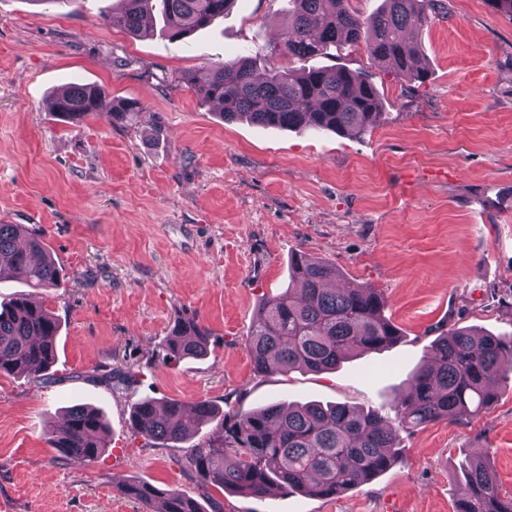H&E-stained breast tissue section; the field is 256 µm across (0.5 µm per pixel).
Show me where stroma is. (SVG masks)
Wrapping results in <instances>:
<instances>
[{"label":"stroma","instance_id":"35a3bbf8","mask_svg":"<svg viewBox=\"0 0 512 512\" xmlns=\"http://www.w3.org/2000/svg\"><path fill=\"white\" fill-rule=\"evenodd\" d=\"M421 29L418 82L346 48L337 64L376 84L384 122L360 136L224 121L180 77L239 55L256 74L325 65L275 52L288 0H236L184 40L102 24L121 0H0V224L40 234L58 287L0 274V304L25 295L59 322L53 383L0 375V512H150L120 495L140 481L206 512H455L450 477L484 448L512 491V379L479 416L401 432L398 461L335 499L203 490L188 451L129 423L141 398L208 400L226 412L269 403L390 406L442 332L512 333V16L486 0H445ZM70 82L141 105L113 124L50 112ZM375 289L401 330L334 372L256 375L246 352L266 297L288 285L295 252ZM212 332L202 358L168 362L174 320ZM134 365L131 388L97 371ZM74 404L109 426L94 463L55 461L44 436Z\"/></svg>","mask_w":512,"mask_h":512}]
</instances>
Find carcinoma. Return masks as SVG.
<instances>
[{"instance_id": "obj_1", "label": "carcinoma", "mask_w": 512, "mask_h": 512, "mask_svg": "<svg viewBox=\"0 0 512 512\" xmlns=\"http://www.w3.org/2000/svg\"><path fill=\"white\" fill-rule=\"evenodd\" d=\"M124 9L104 22L135 36L149 32L146 20L157 14L172 39H184L224 17L233 0H122ZM291 21L274 50L303 60L331 55L340 47L365 45L374 61L396 75L425 73L415 67L417 42L409 33L423 28L444 9L442 0H383L363 16L350 0H289ZM184 80L205 103L220 107L224 120L239 116L273 128L361 135L384 121L376 87L341 67L283 69L255 74L247 56L213 63ZM97 86L72 83L51 99V111L73 124L94 112H108L126 124L140 112L136 100H111ZM31 287L60 284L57 263L44 252L40 236L22 224H0V268ZM336 268L303 253L294 256L288 287L264 300L253 324L247 352L258 374H288L297 369L323 373L354 351L371 352L398 339L400 331L385 316L384 297L349 282L329 288ZM59 324L41 304L26 296L0 308V374H28L50 381ZM211 331L183 318L160 343L163 360L180 361L208 353ZM512 370V334L482 335L453 327L439 337L429 359L414 375L409 392L390 411H359L345 403H311L296 408L272 404L255 412L224 413L208 400L192 405L170 399H143L132 407L131 428L149 440L175 446L191 436L186 424L216 423L218 444L190 449V461L203 486L255 496L282 491L334 499L381 474L399 458V432L438 420L482 413L495 399L504 371ZM134 365L109 370L98 379L125 383ZM106 423L95 409L75 404L61 424L46 432L57 460H97L106 450ZM464 478L454 483L455 512H512V492H502L495 473L478 451L466 461ZM122 495L144 502L152 512H202L198 502L177 490L150 484H125Z\"/></svg>"}]
</instances>
